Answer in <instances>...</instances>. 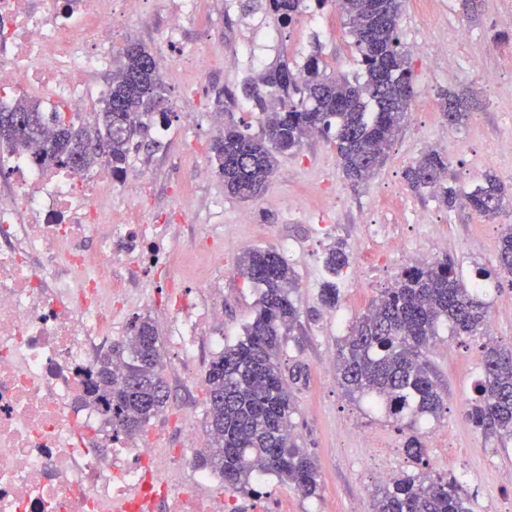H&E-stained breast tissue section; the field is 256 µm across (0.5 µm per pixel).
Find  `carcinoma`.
<instances>
[{
	"mask_svg": "<svg viewBox=\"0 0 512 512\" xmlns=\"http://www.w3.org/2000/svg\"><path fill=\"white\" fill-rule=\"evenodd\" d=\"M403 0H242L244 12L263 11L279 27L314 8H332L347 26L359 72L348 77L327 71L320 51L302 68L288 61L261 69L243 89V97L262 115L261 130L251 133L236 123L224 125L209 147L210 160L224 181V192L257 201L278 172L280 158L300 150L316 132L334 133L339 166L346 181L367 183L385 164L417 91L411 55L398 32ZM439 107L451 125L468 118L471 100L444 90ZM165 86L156 54L129 39L119 51L101 108L82 117L62 108L18 97L0 108V148L10 154L36 148L41 161L87 173L101 164L119 180L152 137L151 126L171 124ZM33 118L40 136H27L18 123ZM448 159L423 152L407 167L408 186L420 194L438 190L448 209L464 200L489 217L500 214L504 184L492 173L464 194L445 184ZM329 277L319 300L336 306L337 279L349 265L338 241L323 256ZM238 271L258 291L255 315L244 336L213 359L206 370L208 450L196 466L221 475L224 487L249 491L252 483L274 473L306 496L319 490L318 470L294 432L296 406L282 371L280 355L300 323L294 299L298 280L285 257L273 247H253L239 257ZM512 286V225L501 236L497 266L476 271ZM486 288L465 284L448 257L427 265L409 264L392 286L376 298L350 327L336 356V378L348 394L371 398L395 420L437 419L447 397L430 374L425 350L447 324L454 336H483L489 319ZM162 339L149 317L132 322L130 336L98 359L88 396L112 413V427L128 438L161 414L169 400L163 376ZM468 417L484 433L512 437V351L485 347L483 368L474 384ZM373 512H469L456 481L406 475L383 485Z\"/></svg>",
	"mask_w": 512,
	"mask_h": 512,
	"instance_id": "cac0c4a2",
	"label": "carcinoma"
}]
</instances>
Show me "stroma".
Wrapping results in <instances>:
<instances>
[{
    "mask_svg": "<svg viewBox=\"0 0 512 512\" xmlns=\"http://www.w3.org/2000/svg\"><path fill=\"white\" fill-rule=\"evenodd\" d=\"M509 11L512 0H476L469 11L460 0H404L401 39L407 46L421 43L423 50L412 55L417 94L386 165L367 184L351 188L342 177L332 139L315 135L297 154L282 158L262 202L225 194L224 182L208 160L207 148L219 133L209 121L217 112V98L225 88L242 87L252 77L228 61L249 41L263 65L285 58L295 67L317 43L329 70L354 73L351 38L340 18L331 16L325 27L313 11H304L271 42L266 32L272 20L264 12L243 13L238 0H205L200 21L185 24L181 34L186 54L206 55L208 69L203 73L173 58L163 46L160 35L167 15L155 0H144L136 15L116 20L115 44L132 37L157 53L167 90L164 106L172 113L170 140L141 151L125 172L132 178L140 170L149 171L144 197L134 204L116 191L107 203L114 215L164 225L161 241L175 255L168 272H131L132 285L150 293H187L209 280L224 292L216 306L221 320L201 338L193 379H202L218 354L210 346L212 339L237 341L254 315L257 293L238 273L240 254L249 247L277 248L286 241L292 245L288 262L299 280L295 299L301 317L280 361L285 368L301 370L291 384L294 422L301 445L317 463L320 490L307 497L269 474L255 491L231 493L245 512H372L378 488L413 473L456 480L468 495L471 512H512V438L486 435L467 415L473 382L482 370L485 337L453 336L444 329L430 344L433 377L448 397V409L438 419L386 417L367 399L347 395L335 372L321 368L400 270L394 239L402 237L436 256H449L467 276L495 265L499 237L512 223V209L492 218L464 204L450 210L430 192L415 194L403 173L430 146L447 157L448 182L458 190H471L488 171L512 188V154L499 147L512 119L507 114L512 107V67L507 64L512 33L493 31L499 16ZM461 27L469 32L463 43L453 37ZM479 69L497 71L496 88H487L476 77ZM443 89L473 91L478 104L465 124L451 125L443 117L438 100ZM200 164L207 168L206 180L180 194L190 169ZM329 195L336 198L331 212L324 205ZM387 206L394 209L395 222L388 236L371 239L363 219ZM413 215L421 216V223H410ZM338 239L346 242L350 264L362 269L363 279L343 278L338 306L325 309L317 300L322 257ZM209 243L223 249V265L209 260ZM486 299L496 344L512 349V287L491 290ZM413 438L424 449L418 460L405 451Z\"/></svg>",
    "mask_w": 512,
    "mask_h": 512,
    "instance_id": "obj_1",
    "label": "stroma"
}]
</instances>
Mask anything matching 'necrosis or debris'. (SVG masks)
<instances>
[{
	"label": "necrosis or debris",
	"instance_id": "obj_1",
	"mask_svg": "<svg viewBox=\"0 0 512 512\" xmlns=\"http://www.w3.org/2000/svg\"><path fill=\"white\" fill-rule=\"evenodd\" d=\"M113 0H0V99L23 92L84 114L89 74L112 50ZM0 209V512H227L211 473L195 465L205 439L184 405L127 441L86 389L100 350L130 303L123 262L168 268L159 225L116 224L102 212L113 189L139 198L145 180L108 167L76 176L13 155ZM170 321L184 361L206 328L201 305L149 299ZM180 438L172 447L170 434Z\"/></svg>",
	"mask_w": 512,
	"mask_h": 512
}]
</instances>
